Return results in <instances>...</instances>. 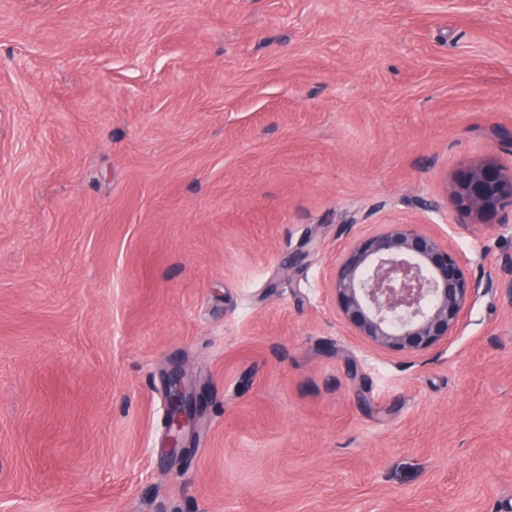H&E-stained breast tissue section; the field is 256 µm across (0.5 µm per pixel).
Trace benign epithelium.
<instances>
[{"instance_id":"7a95c632","label":"benign epithelium","mask_w":512,"mask_h":512,"mask_svg":"<svg viewBox=\"0 0 512 512\" xmlns=\"http://www.w3.org/2000/svg\"><path fill=\"white\" fill-rule=\"evenodd\" d=\"M461 205L484 224L512 206V173L498 164L461 171L455 181ZM470 262L444 237L415 224H393L356 239L330 274L344 323L372 345L416 356L448 339L481 288L496 281L473 280ZM165 419L171 454L184 447L198 415L178 380L170 381Z\"/></svg>"}]
</instances>
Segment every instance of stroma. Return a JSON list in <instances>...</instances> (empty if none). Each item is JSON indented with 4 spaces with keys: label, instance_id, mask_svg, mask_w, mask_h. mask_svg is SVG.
Instances as JSON below:
<instances>
[{
    "label": "stroma",
    "instance_id": "obj_1",
    "mask_svg": "<svg viewBox=\"0 0 512 512\" xmlns=\"http://www.w3.org/2000/svg\"><path fill=\"white\" fill-rule=\"evenodd\" d=\"M487 163L512 0H0V512H512V296L411 356L329 289L398 222L499 278ZM455 195L483 224H493L499 211L512 206V171L509 174L492 163L462 170L455 181ZM168 408L165 419L167 441L172 456L184 448L188 433L198 415L197 400H190L177 379L170 381L167 391Z\"/></svg>",
    "mask_w": 512,
    "mask_h": 512
}]
</instances>
